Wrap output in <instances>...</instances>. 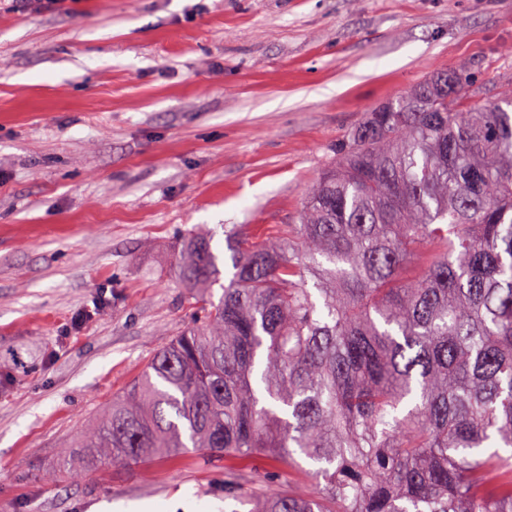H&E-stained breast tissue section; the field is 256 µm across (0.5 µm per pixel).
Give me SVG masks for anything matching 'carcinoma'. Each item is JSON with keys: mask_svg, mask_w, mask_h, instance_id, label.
I'll return each instance as SVG.
<instances>
[{"mask_svg": "<svg viewBox=\"0 0 512 512\" xmlns=\"http://www.w3.org/2000/svg\"><path fill=\"white\" fill-rule=\"evenodd\" d=\"M438 73L333 147L296 224L182 241L210 299L61 454L74 477L192 450L250 512H512V95ZM222 294L213 301L214 288ZM270 459L304 495L247 477Z\"/></svg>", "mask_w": 512, "mask_h": 512, "instance_id": "1", "label": "carcinoma"}]
</instances>
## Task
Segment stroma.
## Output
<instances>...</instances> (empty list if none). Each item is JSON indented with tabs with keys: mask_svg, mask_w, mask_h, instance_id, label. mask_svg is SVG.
I'll return each instance as SVG.
<instances>
[{
	"mask_svg": "<svg viewBox=\"0 0 512 512\" xmlns=\"http://www.w3.org/2000/svg\"><path fill=\"white\" fill-rule=\"evenodd\" d=\"M512 75V0H0V512H232L224 460L70 480L60 452L206 299L204 225L292 223L378 103Z\"/></svg>",
	"mask_w": 512,
	"mask_h": 512,
	"instance_id": "35a3bbf8",
	"label": "stroma"
}]
</instances>
